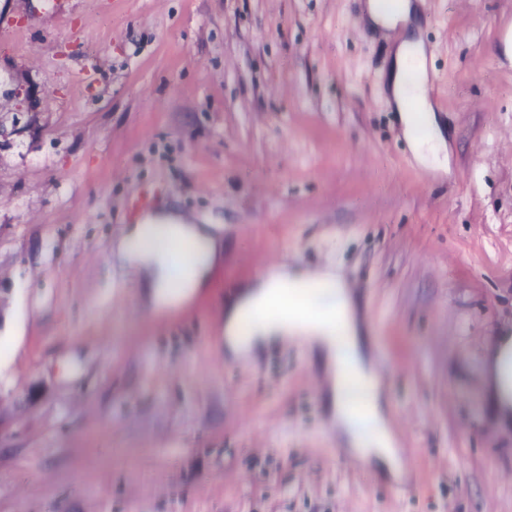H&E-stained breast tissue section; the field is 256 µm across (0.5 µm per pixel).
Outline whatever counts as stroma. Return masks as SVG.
I'll use <instances>...</instances> for the list:
<instances>
[{"instance_id":"stroma-1","label":"stroma","mask_w":512,"mask_h":512,"mask_svg":"<svg viewBox=\"0 0 512 512\" xmlns=\"http://www.w3.org/2000/svg\"><path fill=\"white\" fill-rule=\"evenodd\" d=\"M410 2L440 165L360 0H0V512H512V0ZM161 207L224 241L176 308L115 253ZM282 265L364 285L401 478L337 456L315 350L225 347ZM486 393L502 422L512 419V336H498L486 358Z\"/></svg>"}]
</instances>
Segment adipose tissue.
Returning <instances> with one entry per match:
<instances>
[{"label": "adipose tissue", "instance_id": "obj_1", "mask_svg": "<svg viewBox=\"0 0 512 512\" xmlns=\"http://www.w3.org/2000/svg\"><path fill=\"white\" fill-rule=\"evenodd\" d=\"M175 240L195 246V259L190 271L177 285L171 280L167 253L168 243ZM118 252L138 269L142 286L150 289L157 302L163 303L202 287L220 253V242L184 216L162 211L145 215L133 226L119 245ZM310 284L311 277L307 274L269 272L257 286L242 293L227 309L229 333L237 334L245 315L256 309L260 315L249 333L252 344L280 336L300 337L307 339L325 361H332L334 351L328 321L310 319L303 313L302 305L295 296L297 289ZM486 363L487 396L501 421H512V336L497 338ZM369 413L374 421L372 431L364 436L347 433L346 443L370 463L395 467L394 439L378 393L370 395Z\"/></svg>", "mask_w": 512, "mask_h": 512}]
</instances>
